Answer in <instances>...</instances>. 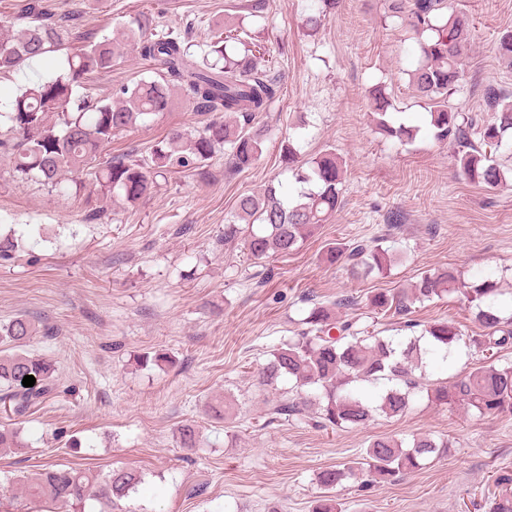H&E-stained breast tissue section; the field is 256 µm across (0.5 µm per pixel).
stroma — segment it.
<instances>
[{"label":"stroma","mask_w":512,"mask_h":512,"mask_svg":"<svg viewBox=\"0 0 512 512\" xmlns=\"http://www.w3.org/2000/svg\"><path fill=\"white\" fill-rule=\"evenodd\" d=\"M251 0H44L55 15L77 12L81 30L119 37L140 12L202 46L212 23L244 15ZM466 14L471 50L448 98L465 120L483 121L493 85L512 95V65L498 52L512 30V0H452ZM311 0H268L251 24L270 50L282 91L257 122L266 149L249 169L226 170L216 154L202 173H169L139 204L106 201L93 183L59 191L17 176L0 155V235L18 244L0 258V322L24 314L39 325L31 349L53 360L59 392L23 420L0 408V426L20 423L25 445L0 455V478L45 465L94 471L132 466L145 482L132 512H311L322 470L358 458L378 435L450 442L447 457L364 491L346 480L334 491L342 512H488L495 478L512 472V413L474 416L416 395L400 417L363 428L322 429L307 418L263 415L269 387L258 371L270 350L292 337L307 300L355 299L348 310L370 325L366 297L406 288L421 273L462 271L497 281L512 301V180L498 189L467 182L453 146L437 142L407 75L419 60L414 39L390 18L386 0H338L321 27L304 19ZM153 73L128 55L92 77L89 95ZM385 86L387 119L418 126L402 142L380 134L367 98ZM176 98L171 112L115 138L106 152L148 155L173 128L205 123ZM293 142L301 159L325 149L345 162L341 208L296 252L253 261L224 240L237 198L268 183L293 185L283 158ZM385 237L399 258L384 275L363 277L323 262L325 243ZM453 320L463 335L480 329L457 296L418 307L414 323ZM171 363L138 367L144 355ZM222 415L209 406L224 397ZM194 425L198 444L181 447Z\"/></svg>","instance_id":"obj_1"}]
</instances>
